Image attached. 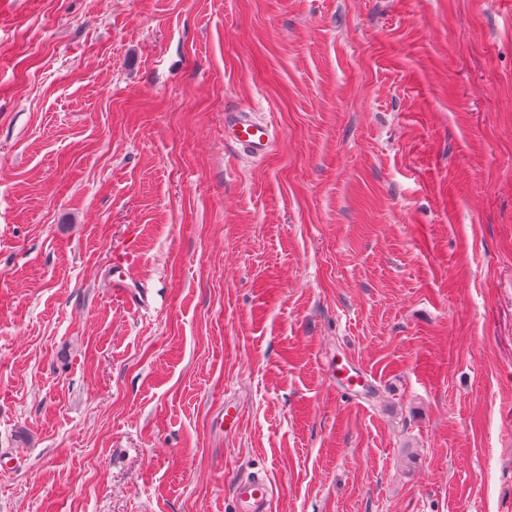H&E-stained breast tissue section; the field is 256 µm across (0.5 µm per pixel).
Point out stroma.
<instances>
[{
	"label": "stroma",
	"instance_id": "stroma-1",
	"mask_svg": "<svg viewBox=\"0 0 512 512\" xmlns=\"http://www.w3.org/2000/svg\"><path fill=\"white\" fill-rule=\"evenodd\" d=\"M258 471L512 512V0H0V512ZM276 139L271 127L255 121L247 112H228L224 115V140L232 142L252 158L268 154Z\"/></svg>",
	"mask_w": 512,
	"mask_h": 512
}]
</instances>
